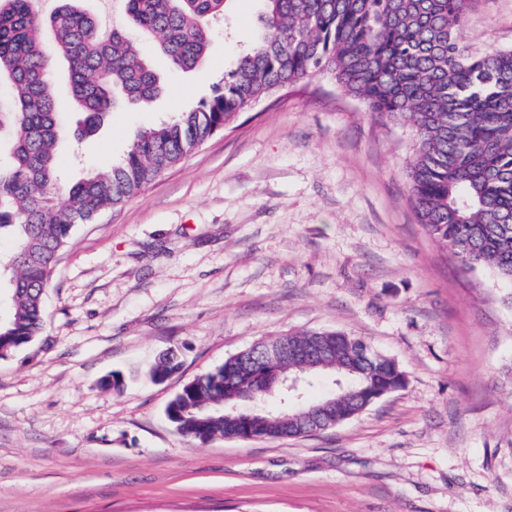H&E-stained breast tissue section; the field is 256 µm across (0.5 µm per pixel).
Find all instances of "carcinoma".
Masks as SVG:
<instances>
[{
  "label": "carcinoma",
  "mask_w": 512,
  "mask_h": 512,
  "mask_svg": "<svg viewBox=\"0 0 512 512\" xmlns=\"http://www.w3.org/2000/svg\"><path fill=\"white\" fill-rule=\"evenodd\" d=\"M122 2L126 29L102 25L80 0H59L48 15L37 0H0V83L9 89L0 131L12 132L0 163V238L12 240L3 260L14 261L0 279L12 302L10 318L0 322L1 358L41 335L55 258L77 225L135 197L260 98L321 73L369 111L412 123L410 192L419 222L463 267H490L512 283V49L470 51L461 31L472 0H263L262 34L234 58L224 86L173 121L137 131L110 170L67 182L56 152L53 60L64 61L80 131L92 134L118 106L133 108L164 91L128 30L154 39L169 68L187 72L204 63L210 23L224 17V0ZM283 338L341 349L309 373L313 380L334 375V393L322 398L334 423L373 403L379 384L348 355L366 350L364 340L338 331ZM369 354L392 387L404 384L394 360ZM239 362L238 355L226 360L169 402L176 429L201 442L304 435L298 417L307 401L276 412L262 406L280 398L279 381L302 373L304 360L291 356L277 373L259 368L241 382L233 378ZM178 366L170 351L150 373L156 379ZM249 396L261 406L242 415Z\"/></svg>",
  "instance_id": "carcinoma-1"
}]
</instances>
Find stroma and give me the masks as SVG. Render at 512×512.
I'll return each instance as SVG.
<instances>
[{
    "instance_id": "35a3bbf8",
    "label": "stroma",
    "mask_w": 512,
    "mask_h": 512,
    "mask_svg": "<svg viewBox=\"0 0 512 512\" xmlns=\"http://www.w3.org/2000/svg\"><path fill=\"white\" fill-rule=\"evenodd\" d=\"M262 0H226L205 63L77 140L70 180L224 84ZM463 38L512 49V0H473ZM410 122L320 74L240 113L136 197L78 225L45 291L41 339L0 359V512H512V284L467 270L419 224ZM341 331L395 359L404 388L304 437L180 434L166 407L261 340ZM180 368L147 370L168 350ZM118 374L120 388L102 379Z\"/></svg>"
}]
</instances>
